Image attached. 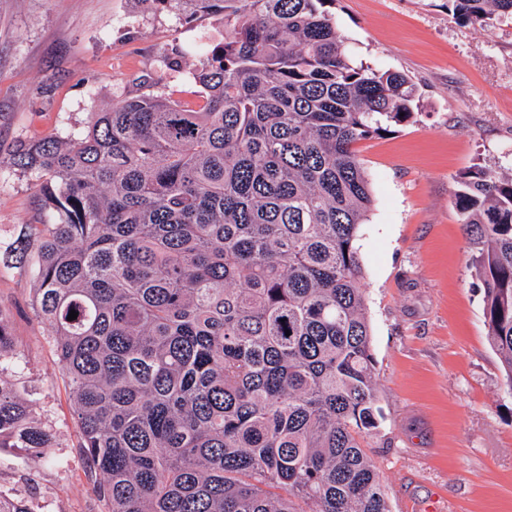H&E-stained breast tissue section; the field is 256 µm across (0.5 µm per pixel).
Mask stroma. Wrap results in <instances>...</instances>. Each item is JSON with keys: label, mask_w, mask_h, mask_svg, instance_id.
<instances>
[{"label": "stroma", "mask_w": 512, "mask_h": 512, "mask_svg": "<svg viewBox=\"0 0 512 512\" xmlns=\"http://www.w3.org/2000/svg\"><path fill=\"white\" fill-rule=\"evenodd\" d=\"M446 0H336L355 63L408 76L414 117L356 145L372 207L357 244L378 405L365 437L390 512H512V396L486 336L482 293L455 205L456 177L512 175V20L482 29ZM213 15L185 20L138 0H0V320L19 358L8 381L52 435L39 455L0 448V493L36 512H107L78 446L75 408L34 281L6 259L39 217L35 179L5 167L17 145L66 138L137 91L196 101L192 73L222 42ZM178 62L162 68V57Z\"/></svg>", "instance_id": "obj_1"}]
</instances>
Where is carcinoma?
I'll list each match as a JSON object with an SVG mask.
<instances>
[{
  "label": "carcinoma",
  "instance_id": "carcinoma-1",
  "mask_svg": "<svg viewBox=\"0 0 512 512\" xmlns=\"http://www.w3.org/2000/svg\"><path fill=\"white\" fill-rule=\"evenodd\" d=\"M143 2L221 16L200 101L128 95L6 161L39 182L48 221L9 253L37 283L96 492L109 512H389L362 446L379 410L355 145L412 119L416 89L353 64L335 0ZM448 12L489 26L512 0ZM456 183L512 395V176ZM17 358L0 322V448L43 454L51 434L5 380ZM0 512L34 510L0 493Z\"/></svg>",
  "mask_w": 512,
  "mask_h": 512
}]
</instances>
